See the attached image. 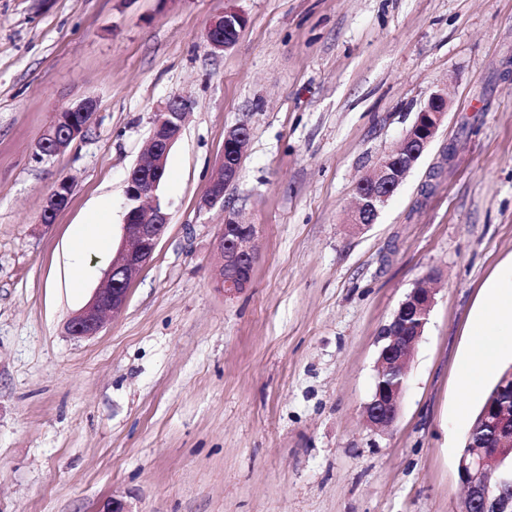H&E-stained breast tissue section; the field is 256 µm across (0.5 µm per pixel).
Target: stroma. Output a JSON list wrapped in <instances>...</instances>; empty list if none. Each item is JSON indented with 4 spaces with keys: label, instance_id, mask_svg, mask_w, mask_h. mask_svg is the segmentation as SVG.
Here are the masks:
<instances>
[{
    "label": "stroma",
    "instance_id": "1",
    "mask_svg": "<svg viewBox=\"0 0 512 512\" xmlns=\"http://www.w3.org/2000/svg\"><path fill=\"white\" fill-rule=\"evenodd\" d=\"M247 24L210 52L226 10ZM436 92L435 140L369 228L358 182ZM191 108L158 196L170 221L126 307L88 339L69 318L112 263L153 114ZM91 98L88 133L37 143ZM248 144L201 208L226 132ZM62 177L67 207L40 215ZM260 228L252 286L215 283L225 210ZM105 227L93 226V218ZM512 261V0H0V512H460L459 372L483 286ZM435 293L400 414L372 428L376 338ZM246 24L247 18L244 14L232 9L226 10L210 21L205 41L212 50L229 48L237 42ZM97 104L83 99L62 107L37 144L41 155H53L65 150L69 144L83 137L89 130L95 116ZM70 250L72 258V283L74 287L78 288L83 282L86 255L90 251H95L99 254L106 253L108 251V239L103 236L91 240L85 233H80L72 239Z\"/></svg>",
    "mask_w": 512,
    "mask_h": 512
}]
</instances>
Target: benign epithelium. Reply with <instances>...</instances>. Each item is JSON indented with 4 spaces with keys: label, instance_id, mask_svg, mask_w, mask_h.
<instances>
[{
    "label": "benign epithelium",
    "instance_id": "benign-epithelium-1",
    "mask_svg": "<svg viewBox=\"0 0 512 512\" xmlns=\"http://www.w3.org/2000/svg\"><path fill=\"white\" fill-rule=\"evenodd\" d=\"M246 24L244 14L226 10L210 21L205 41L213 50L229 48L237 42ZM96 109L95 101L83 99L58 110L37 144L39 153H60L73 140L83 137L94 120ZM448 109L444 94L430 96L396 150L379 160L371 173V181L360 185L349 223L362 229L375 222L418 157L436 137ZM188 110L187 101L174 98L155 114L149 137L155 159L150 165L139 162L129 173L122 239L103 285L86 307L69 321L70 336L85 339L97 335L107 319L124 309L130 285L150 261L169 223L168 213L157 196L161 175L168 154L181 135L183 116ZM247 135L248 129L243 125L226 133L222 161L206 186L202 206L210 208L224 204V192L239 178L242 154L238 153V145ZM71 193L69 179L57 180L46 197L40 223H50L57 212L66 207ZM258 232V225L242 224L234 213L225 212L223 230L216 241L218 261L214 273L218 288L229 298L251 286ZM433 303L431 289L413 288L377 337L376 386L364 409L369 424L376 429H387L398 418L406 382L386 385L382 380L393 372L407 376L408 358L422 338ZM506 419L505 408L493 398L481 409L476 425L486 429ZM502 442L509 443V447L468 446L463 449L457 462L459 479L465 490L463 512H512V441L504 438Z\"/></svg>",
    "mask_w": 512,
    "mask_h": 512
}]
</instances>
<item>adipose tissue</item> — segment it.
<instances>
[{
	"label": "adipose tissue",
	"mask_w": 512,
	"mask_h": 512,
	"mask_svg": "<svg viewBox=\"0 0 512 512\" xmlns=\"http://www.w3.org/2000/svg\"><path fill=\"white\" fill-rule=\"evenodd\" d=\"M485 289V302L471 327L480 342L471 347L459 379L462 393L471 401L481 396L485 379L497 371L506 339L512 336V262L487 280Z\"/></svg>",
	"instance_id": "obj_1"
}]
</instances>
